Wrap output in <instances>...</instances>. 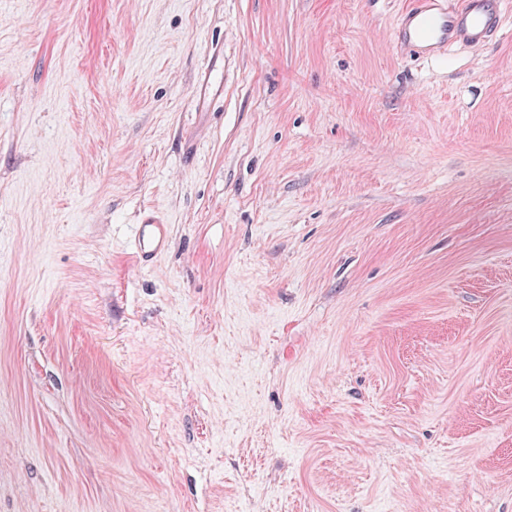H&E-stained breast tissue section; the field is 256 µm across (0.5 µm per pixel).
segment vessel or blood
Masks as SVG:
<instances>
[{
    "instance_id": "obj_1",
    "label": "vessel or blood",
    "mask_w": 512,
    "mask_h": 512,
    "mask_svg": "<svg viewBox=\"0 0 512 512\" xmlns=\"http://www.w3.org/2000/svg\"><path fill=\"white\" fill-rule=\"evenodd\" d=\"M504 0H414L394 31L399 50L434 56L455 44L482 45L503 22ZM136 258L147 263L168 247V230L155 212H145L135 239Z\"/></svg>"
}]
</instances>
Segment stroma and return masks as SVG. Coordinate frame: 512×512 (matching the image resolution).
Instances as JSON below:
<instances>
[{
	"instance_id": "stroma-1",
	"label": "stroma",
	"mask_w": 512,
	"mask_h": 512,
	"mask_svg": "<svg viewBox=\"0 0 512 512\" xmlns=\"http://www.w3.org/2000/svg\"><path fill=\"white\" fill-rule=\"evenodd\" d=\"M412 2L0 0V512H512V0ZM504 0H415L394 31L401 51L434 56L455 44L482 45L503 22ZM136 258L139 264L148 263L168 247V230L164 220L153 211H146L138 224L135 239Z\"/></svg>"
}]
</instances>
